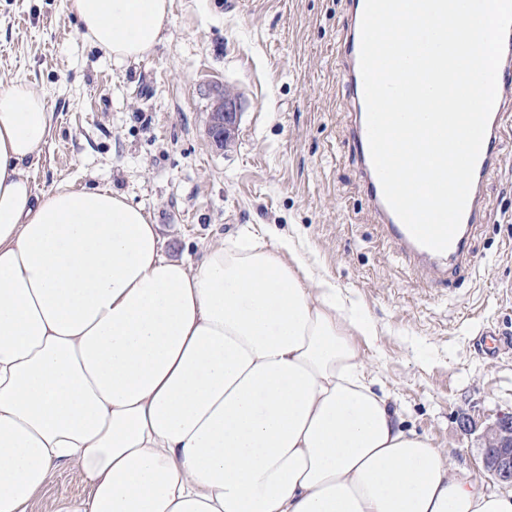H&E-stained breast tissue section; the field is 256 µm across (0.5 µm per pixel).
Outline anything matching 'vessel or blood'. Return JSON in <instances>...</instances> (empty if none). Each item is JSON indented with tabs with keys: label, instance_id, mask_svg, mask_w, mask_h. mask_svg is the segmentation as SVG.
<instances>
[{
	"label": "vessel or blood",
	"instance_id": "vessel-or-blood-1",
	"mask_svg": "<svg viewBox=\"0 0 512 512\" xmlns=\"http://www.w3.org/2000/svg\"><path fill=\"white\" fill-rule=\"evenodd\" d=\"M350 20L345 30V63L341 78L348 90L352 120V152L362 178L370 187L369 202L388 237L398 252L419 262L428 263L434 275L448 277L459 273L473 262L468 247L471 225L483 218L482 187L489 173L500 167L503 158L497 151L503 141H512V33L508 34L504 54L497 73L501 92L487 126L486 144L478 158L474 181L458 233L445 252L436 253L418 244L408 229L385 201L380 181L372 164L366 127V105L363 80L359 69L360 23L365 0H348Z\"/></svg>",
	"mask_w": 512,
	"mask_h": 512
}]
</instances>
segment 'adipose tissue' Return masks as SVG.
I'll return each mask as SVG.
<instances>
[{"label": "adipose tissue", "instance_id": "1", "mask_svg": "<svg viewBox=\"0 0 512 512\" xmlns=\"http://www.w3.org/2000/svg\"><path fill=\"white\" fill-rule=\"evenodd\" d=\"M81 34L144 59L170 0H74ZM53 115L0 90V512L57 465L87 497L59 512H512L404 430L367 379L377 336L274 231L192 265L126 196L37 192Z\"/></svg>", "mask_w": 512, "mask_h": 512}]
</instances>
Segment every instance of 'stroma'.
<instances>
[{
    "mask_svg": "<svg viewBox=\"0 0 512 512\" xmlns=\"http://www.w3.org/2000/svg\"><path fill=\"white\" fill-rule=\"evenodd\" d=\"M346 24L345 0H171L151 55L117 61L82 36L74 0H0V89L29 83L53 114L27 170L37 191L111 187L150 215L169 257L194 265L245 227L292 237L373 319L377 339L359 349L403 427L496 491L483 433L512 412V300L498 294L512 282V142L483 187L489 216L469 236L474 265L444 281L408 264L350 152ZM216 85L242 105L224 151L207 134ZM88 493L78 468L61 464L27 512Z\"/></svg>",
    "mask_w": 512,
    "mask_h": 512,
    "instance_id": "1",
    "label": "stroma"
}]
</instances>
